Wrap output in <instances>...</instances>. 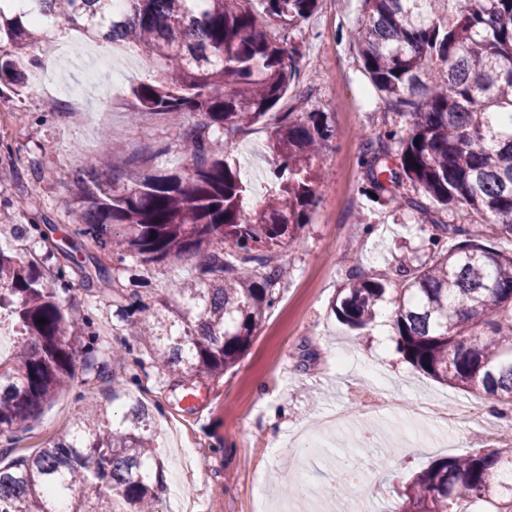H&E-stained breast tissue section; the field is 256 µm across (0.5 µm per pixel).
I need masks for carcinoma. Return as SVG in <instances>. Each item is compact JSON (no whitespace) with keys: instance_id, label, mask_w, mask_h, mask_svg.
<instances>
[{"instance_id":"carcinoma-1","label":"carcinoma","mask_w":512,"mask_h":512,"mask_svg":"<svg viewBox=\"0 0 512 512\" xmlns=\"http://www.w3.org/2000/svg\"><path fill=\"white\" fill-rule=\"evenodd\" d=\"M26 0L0 6V83L28 87L45 20L62 18L91 41L120 43L149 62L130 87L141 115L200 116L186 128L188 176L114 174L109 142L84 164L67 223L102 256L143 264L200 257L170 296L140 304L130 327L155 367L190 379L224 373L248 349L275 302L280 272L258 254L296 238L313 204L314 159L329 138L317 119L271 113L295 69L282 31L318 0ZM351 38L388 107L412 117L398 140L367 161L385 204L430 223L431 256L397 279L351 275L332 311L353 330L383 302L402 357L433 379L512 408V0H361ZM262 123L270 179L263 205L231 153ZM216 129L219 138L210 137ZM460 203L466 224L435 217ZM46 323L40 325L38 320ZM77 327L43 267L0 248V436L13 437L74 377ZM152 415L128 397L117 417L95 407L36 453L0 463V512H158L163 462ZM512 448L443 458L414 474L393 512H512Z\"/></svg>"}]
</instances>
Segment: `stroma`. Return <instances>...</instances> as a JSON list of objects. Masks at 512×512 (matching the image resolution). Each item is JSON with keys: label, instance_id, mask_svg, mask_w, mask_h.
<instances>
[{"label": "stroma", "instance_id": "stroma-1", "mask_svg": "<svg viewBox=\"0 0 512 512\" xmlns=\"http://www.w3.org/2000/svg\"><path fill=\"white\" fill-rule=\"evenodd\" d=\"M360 9V0H318L313 15L286 32L296 75L277 109L315 115L331 136L315 161L319 178L306 224L270 254L272 266L282 271L275 303L249 350L216 376L189 380L159 370L137 344L125 362L113 361L124 324L112 290L85 284L90 273L119 282L128 293L164 295L186 277L191 262L144 265L129 257L101 265L97 248L62 221L84 164L73 151L94 153L101 133H109L115 160L143 157L153 169L190 170L181 127L160 115L135 125L128 120L135 105L129 89L147 75L145 60L129 51L113 54V65L128 77L103 85L89 77L87 56L79 52L58 60L51 91L0 94V246L44 264L80 323L70 337L78 354L72 382L28 429L0 438V457L42 448L89 401L122 410V400L112 397L117 382L152 410L163 462L173 459L176 436L191 445L193 455L183 466L205 473L198 512H251L254 471L263 466L274 474L272 498L282 497L296 481L301 457L315 488V512H330L334 461L346 452L362 477L342 502L343 512H391L398 491L431 462L512 446L490 398L436 382L398 352L379 351L376 332L391 323V303L382 304L359 336L330 310L352 256H359L362 274L380 277L398 262L416 264L430 255L415 214L390 212L369 196L365 167L372 150L397 153L396 137L411 118L381 102L350 40ZM19 224L28 225L27 235L17 234ZM373 399L382 402L375 413L365 409ZM459 402L468 403L472 414L451 427L417 413L424 403Z\"/></svg>", "mask_w": 512, "mask_h": 512}]
</instances>
